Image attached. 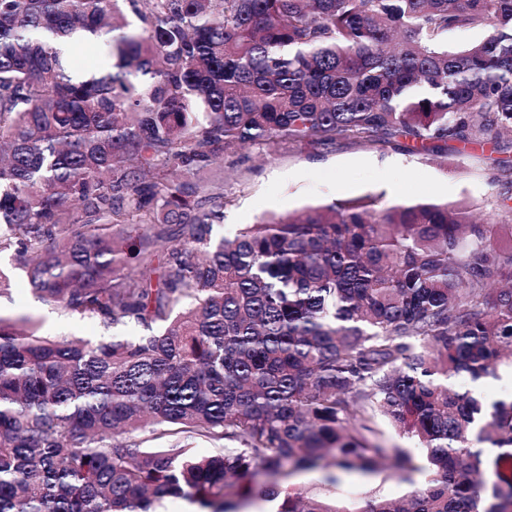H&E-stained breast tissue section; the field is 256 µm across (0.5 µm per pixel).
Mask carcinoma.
Instances as JSON below:
<instances>
[{"label":"carcinoma","instance_id":"carcinoma-1","mask_svg":"<svg viewBox=\"0 0 512 512\" xmlns=\"http://www.w3.org/2000/svg\"><path fill=\"white\" fill-rule=\"evenodd\" d=\"M118 2L0 0V300L16 272L108 333L0 311V512H512V399L475 397L512 368L509 198L479 224L361 198L227 238L224 178L195 180L283 142L512 149V0H127L135 26ZM99 40L118 72L75 74ZM381 467L426 478L336 492L331 470ZM302 472L326 477L282 486Z\"/></svg>","mask_w":512,"mask_h":512}]
</instances>
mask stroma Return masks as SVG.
I'll list each match as a JSON object with an SVG mask.
<instances>
[{"instance_id":"obj_1","label":"stroma","mask_w":512,"mask_h":512,"mask_svg":"<svg viewBox=\"0 0 512 512\" xmlns=\"http://www.w3.org/2000/svg\"><path fill=\"white\" fill-rule=\"evenodd\" d=\"M224 219L217 233L233 236L244 224L262 217L299 211L366 195L384 203L437 198L463 202L480 218H488L497 200L512 195V179L490 168L481 149H466L448 159L430 160L390 150L340 145L319 152L281 143L227 155L223 162ZM12 306L42 320L45 334H66L96 339L102 334L94 321H61L32 294L22 279H15ZM400 481L390 471L367 478L347 477L338 490L357 499L373 486L398 498L422 483Z\"/></svg>"}]
</instances>
